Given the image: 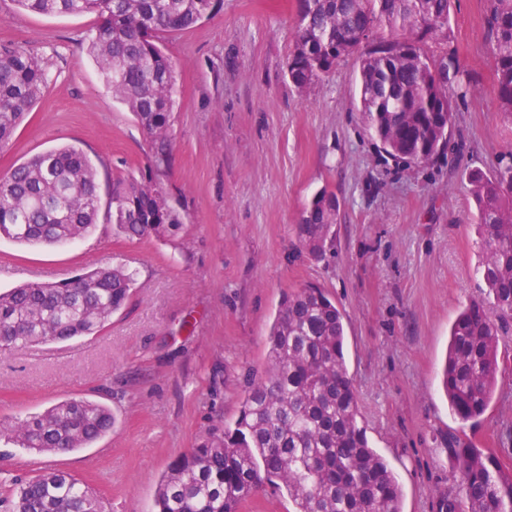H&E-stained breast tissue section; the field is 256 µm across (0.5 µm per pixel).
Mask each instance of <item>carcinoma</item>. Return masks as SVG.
<instances>
[{"label": "carcinoma", "instance_id": "obj_1", "mask_svg": "<svg viewBox=\"0 0 512 512\" xmlns=\"http://www.w3.org/2000/svg\"><path fill=\"white\" fill-rule=\"evenodd\" d=\"M28 12L96 14L89 51L112 98L136 117L154 144L153 167L168 165L176 67L169 35L193 28L214 0H15ZM453 0H299L288 75L303 89L358 56L359 110L385 161L435 162L448 147L459 81L451 52L432 69L429 42L451 36ZM487 33L502 111L512 112V0H487ZM48 86L46 62L0 46V152ZM485 227L480 272L488 299L470 303L450 328L443 386L463 422L486 411L499 382V321L512 316V165L469 179ZM100 206L97 170L75 146L36 154L0 176V238L22 245H63L93 232ZM336 195L317 193L297 224L301 245L323 251L336 224ZM107 217L130 239L171 235L181 225L152 175L112 183ZM134 275L103 265L60 284L27 283L0 293V353L64 343L99 333L131 296ZM343 315L321 288L284 298L268 337L267 368L244 376L234 425L208 437L170 466L155 512H240L253 493L285 492L292 512H402L401 488L369 444L344 355ZM112 412L85 399L58 402L6 428L22 448L72 452L105 436ZM455 459L462 499L440 512H512V471L498 457L459 439ZM13 512H104L102 501L71 474L46 471L16 490Z\"/></svg>", "mask_w": 512, "mask_h": 512}]
</instances>
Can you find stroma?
Returning a JSON list of instances; mask_svg holds the SVG:
<instances>
[{"label":"stroma","mask_w":512,"mask_h":512,"mask_svg":"<svg viewBox=\"0 0 512 512\" xmlns=\"http://www.w3.org/2000/svg\"><path fill=\"white\" fill-rule=\"evenodd\" d=\"M297 0H215L212 15L167 37L176 65L171 150L152 171L153 144L112 98L88 53L95 15L45 17L0 0V45L42 54L50 81L18 128L0 174L63 145L97 167L102 198L118 177L154 173L182 225L129 240L99 220L57 246L0 239V291L65 282L121 264L136 285L105 328L65 344L0 354V424L84 398L115 419L92 447L42 454L0 436V512L17 481L73 474L107 512H152L169 466L233 425L243 375L267 364L284 294L324 289L344 315L345 358L367 438L402 490V512H439L461 497L445 445L458 435L512 469V320L499 342V383L485 413L461 423L441 372L452 323L486 286L483 229L469 176L512 164V115L501 112L486 0H454L451 38L468 91L449 88V146L430 164L384 161L358 110L355 58L306 88L289 79ZM335 193L332 242L316 257L298 242L303 209Z\"/></svg>","instance_id":"obj_1"}]
</instances>
